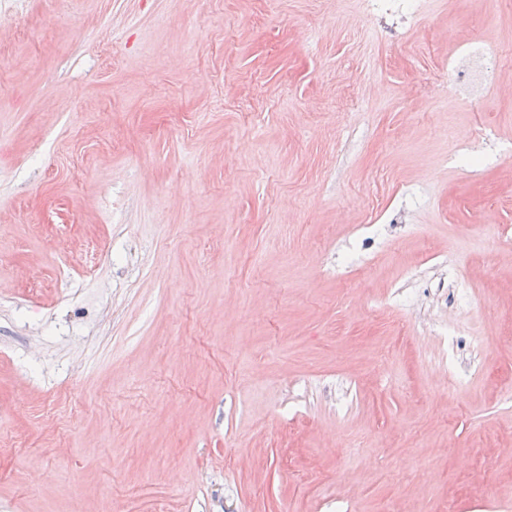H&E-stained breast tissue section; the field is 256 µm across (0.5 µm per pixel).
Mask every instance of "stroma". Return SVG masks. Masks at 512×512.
Segmentation results:
<instances>
[{
  "label": "stroma",
  "mask_w": 512,
  "mask_h": 512,
  "mask_svg": "<svg viewBox=\"0 0 512 512\" xmlns=\"http://www.w3.org/2000/svg\"><path fill=\"white\" fill-rule=\"evenodd\" d=\"M489 124L512 0H0V512H512ZM363 4L371 13H397L407 22L413 21L417 12L416 0H363ZM461 53L467 58L465 64L457 66L454 62L448 61V74L453 83L470 95H478L497 82L498 76L484 65L489 54L486 45L470 43L463 46Z\"/></svg>",
  "instance_id": "stroma-1"
}]
</instances>
